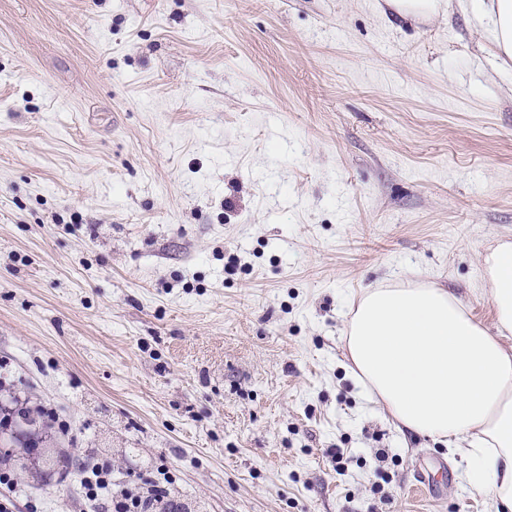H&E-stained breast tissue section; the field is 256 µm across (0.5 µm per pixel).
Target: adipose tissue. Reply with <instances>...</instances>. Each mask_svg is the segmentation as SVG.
I'll use <instances>...</instances> for the list:
<instances>
[{"label":"adipose tissue","mask_w":512,"mask_h":512,"mask_svg":"<svg viewBox=\"0 0 512 512\" xmlns=\"http://www.w3.org/2000/svg\"><path fill=\"white\" fill-rule=\"evenodd\" d=\"M512 56V0H459ZM495 328L446 289L419 280L364 291L345 336L356 384L395 427L448 444L495 512H512V244L483 259Z\"/></svg>","instance_id":"ef3b65f1"}]
</instances>
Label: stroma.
Here are the masks:
<instances>
[{
	"label": "stroma",
	"instance_id": "35a3bbf8",
	"mask_svg": "<svg viewBox=\"0 0 512 512\" xmlns=\"http://www.w3.org/2000/svg\"><path fill=\"white\" fill-rule=\"evenodd\" d=\"M491 41L448 0H0V395L37 421L42 512H102L95 459L188 512H493L344 350L352 301L416 274L494 326ZM389 5L403 17L416 18L419 15L434 12L436 0H388Z\"/></svg>",
	"mask_w": 512,
	"mask_h": 512
}]
</instances>
